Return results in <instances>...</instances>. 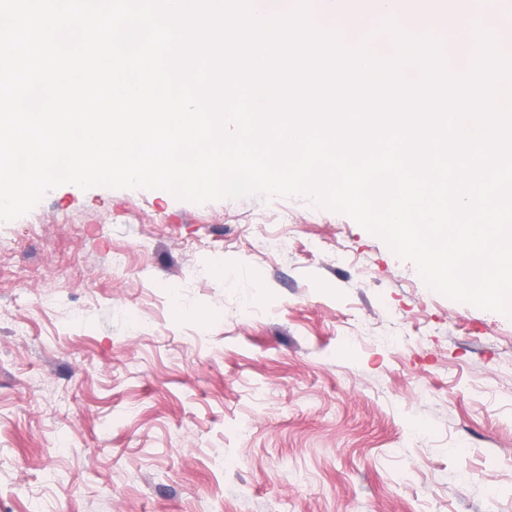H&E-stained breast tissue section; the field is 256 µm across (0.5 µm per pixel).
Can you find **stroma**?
I'll use <instances>...</instances> for the list:
<instances>
[{
    "label": "stroma",
    "instance_id": "35a3bbf8",
    "mask_svg": "<svg viewBox=\"0 0 512 512\" xmlns=\"http://www.w3.org/2000/svg\"><path fill=\"white\" fill-rule=\"evenodd\" d=\"M0 512H512V318L304 197L61 185L0 223Z\"/></svg>",
    "mask_w": 512,
    "mask_h": 512
}]
</instances>
